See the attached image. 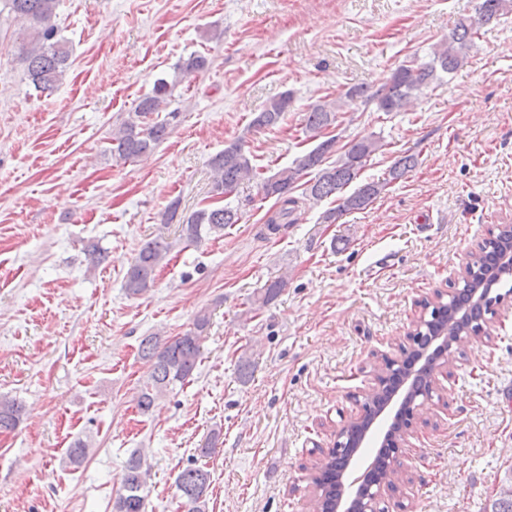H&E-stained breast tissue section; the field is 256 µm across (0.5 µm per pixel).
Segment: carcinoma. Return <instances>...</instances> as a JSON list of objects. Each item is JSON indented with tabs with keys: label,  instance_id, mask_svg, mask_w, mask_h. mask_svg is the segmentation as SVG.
<instances>
[{
	"label": "carcinoma",
	"instance_id": "cac0c4a2",
	"mask_svg": "<svg viewBox=\"0 0 512 512\" xmlns=\"http://www.w3.org/2000/svg\"><path fill=\"white\" fill-rule=\"evenodd\" d=\"M23 25L17 42L18 58L24 64L28 80L35 90H54L66 74L70 51L66 42L57 38L55 24L58 0H0ZM508 9V0H480L475 15L457 18L448 37L436 43L432 57L427 62L401 64L391 71L385 81L374 91L363 86L351 87L336 101H318L311 104L304 114V131L311 138L335 125L342 107L354 99H362L376 106V110L389 114L399 112L417 99L422 92L441 79V74H451L463 66L481 28L497 20ZM208 59L200 54H191L176 67L173 82L158 80L153 92L139 100L134 111L112 136V153L127 161L155 150L170 135L179 118L176 111L165 112L168 98L182 78L204 72ZM292 93L287 91L269 100L260 111L254 113L250 125L255 129L278 126L292 103ZM165 112L162 118L157 117ZM383 147L376 138H362L344 145V152L332 162H327L336 152V137L330 136L318 143L288 166L279 169L270 177L259 178L252 164L250 152L245 145L235 141L224 146V150L213 155L209 166L213 172L211 198L214 203L201 207L188 215L179 214L181 200L173 199L165 213L164 221H178V241L197 243L206 236H221L229 224L239 223L241 216L230 198L245 182L259 181V192L264 199H275L278 208L266 220L267 229L276 233L281 225L290 223L300 199L321 201L334 198L339 205L325 212L323 222L334 223L337 216L348 211L363 210L372 203L385 188L411 172L417 165L413 154L398 156L383 180L367 181L350 194L345 190L356 182L367 160ZM314 177L307 178L308 174ZM303 188L302 198L292 196L297 188ZM174 243L163 239L146 241L124 277V288L130 296H141L155 287L156 271L164 263ZM512 251V224L499 230L495 239L489 241L488 250L474 261V269L467 288H502L507 285L512 271L496 264V255ZM284 286L277 279L261 289L257 302L266 305L275 300ZM481 314L466 320L454 317L452 306L442 311L432 309L423 335L430 336L447 330V336L465 335L479 328ZM210 315L200 311L193 327L180 336L162 340L158 336L142 338L139 346L141 359L150 363L151 384L143 390L137 400L139 410L146 414L154 406L157 396L178 384L187 381L195 371L201 355V342L206 336ZM22 420V406L14 399L0 397V431L15 429ZM340 465L339 458L330 457L323 475L325 484L320 495V512H328L336 506L341 494V484L336 481ZM149 469L142 455L131 454L125 465L122 489L115 497L112 512H145L144 491ZM210 473L201 466H188L178 475L176 488L182 499L183 512H206ZM490 512H512V484L501 489L499 497L491 504Z\"/></svg>",
	"mask_w": 512,
	"mask_h": 512
}]
</instances>
